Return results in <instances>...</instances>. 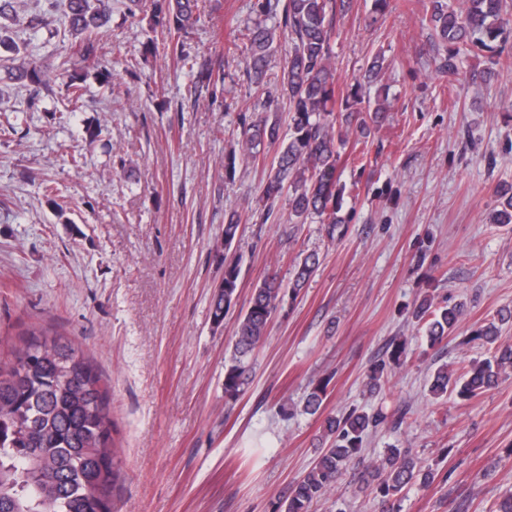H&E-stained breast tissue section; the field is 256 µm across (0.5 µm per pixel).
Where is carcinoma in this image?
Returning a JSON list of instances; mask_svg holds the SVG:
<instances>
[{
  "mask_svg": "<svg viewBox=\"0 0 512 512\" xmlns=\"http://www.w3.org/2000/svg\"><path fill=\"white\" fill-rule=\"evenodd\" d=\"M429 22L444 53L434 59L435 70L454 76L459 73L461 49L487 59L489 66L469 72L473 81L495 76L493 65L512 44V20L504 17L503 0H431ZM71 36L86 59L98 60L93 35L103 28L112 13V0H63ZM18 0H0V47L17 51L7 35ZM262 20L233 31V41L246 42V75L255 91L263 95L267 85L278 87L288 97V135L280 134V119L257 114L242 118L240 150L246 159L259 160L258 147L277 146V155L264 183L262 196L267 211L288 192L291 216L304 224L316 219L333 238L343 235L346 217L341 215L347 191L341 183L342 150L367 138L365 113L375 118L386 111L382 103L370 108L360 93L362 85L347 94L340 92L332 64L336 15L345 0H258ZM198 0H157L149 21L151 30L186 31L197 21ZM288 42V57L281 71L270 69L277 38ZM13 78L28 87L27 107L38 102L43 80L36 68L11 58ZM355 140H350V135ZM494 224H512V188L498 192ZM320 260L306 254L295 264L288 288L278 274H270L255 288L245 313L238 319L235 341L224 364V398L235 401L252 372L251 357L265 340L272 315L285 297L295 298L310 280ZM240 268L224 260V281L211 299L214 322L235 304ZM468 313L465 302L434 308V298L413 303L410 315L426 323L427 348L433 349L456 331ZM512 321V309L503 307L493 318L461 341L479 340L490 356L467 362L458 376L439 366L429 390L441 397L452 388L464 400L478 398L496 388L512 372V344L502 340V326ZM14 361L0 367V512H112V491L122 475L121 459L112 438L110 389L92 360L79 345L47 334L41 328L26 333L21 346L12 352ZM407 341L394 338L386 357L366 375V391L373 393L384 373L406 361ZM330 378L320 380L308 391L305 410L315 414L323 402ZM383 416L353 408L342 417L328 415L323 437L329 446L321 449L312 468L291 488L284 512H310L312 503L336 487L344 472L358 457L364 436L382 423ZM376 484L369 485L378 499L380 512H397L402 492L409 486H428L438 473L424 468L402 448H389L369 471Z\"/></svg>",
  "mask_w": 512,
  "mask_h": 512,
  "instance_id": "1",
  "label": "carcinoma"
}]
</instances>
